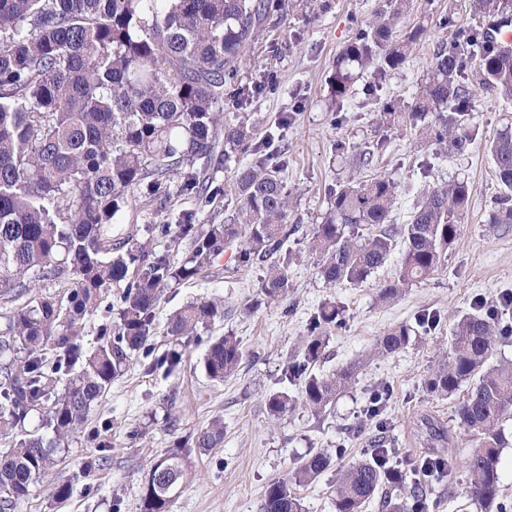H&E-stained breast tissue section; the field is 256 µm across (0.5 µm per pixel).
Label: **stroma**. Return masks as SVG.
Segmentation results:
<instances>
[{
  "instance_id": "1",
  "label": "stroma",
  "mask_w": 512,
  "mask_h": 512,
  "mask_svg": "<svg viewBox=\"0 0 512 512\" xmlns=\"http://www.w3.org/2000/svg\"><path fill=\"white\" fill-rule=\"evenodd\" d=\"M323 2V8L298 9L266 22L240 66V79L250 84L270 73L276 88L256 94L229 118L251 127L255 140L273 137L275 146L287 152L290 219L306 229L322 222L328 210L327 191L339 181L364 180L374 173L391 177L398 185L393 211L398 224L406 222L427 187L454 179L467 181L472 188L471 203L443 271L385 303L379 301L377 292L399 269L400 251H393L363 285L332 287L320 278L308 239L301 236L289 243L296 258L287 298L262 304L252 312L248 306L256 295L261 269L238 270L228 255L219 256L196 280L163 292L152 349L157 356L180 352L177 367L150 372L144 361L133 362L93 405L86 431L58 453L49 479L33 486L17 512H138L149 466L167 452L186 457L188 473L171 512H261L270 480L286 474L309 451L332 453L342 444L347 453L335 461L333 469L299 490L306 512H334L336 471L360 459L362 449L369 445L373 428L362 410L369 389L379 383L389 384L393 391L382 420L398 462L421 455L427 418L444 429L442 448L459 461L468 455L473 442L455 419L460 395L430 393L425 380L449 345L455 319L470 311L475 300L495 302L512 293V224L488 221L490 201L499 186L485 150L486 141L512 125V102L492 92H478L473 118L478 136L461 156L438 154L419 145L407 132L382 133L377 115L383 102L411 100L431 67L435 44L452 39L451 30L436 27L439 16L450 13L459 24L470 26L482 21L478 0H415L400 18L396 32L404 34L422 21L428 27L425 41L413 49L402 69L384 78H376L370 69L361 72L341 106L345 121L335 123L333 114L339 106L331 78L336 56L351 36L352 19L370 18L381 0ZM374 81L379 84L380 99L365 102L363 88ZM286 114L291 121L283 129L279 122ZM383 135L389 144L376 153L372 168H355L349 156L336 152L338 141L373 146ZM251 162L250 154H237L223 168L205 171L206 179L223 186L224 203L204 206L176 193L166 212L158 216L140 197L118 213L114 233L159 217L174 223L186 213L194 214L201 224L223 223L225 204L235 201L234 172ZM329 299L344 307L346 324L331 334L326 358L316 371L326 374L356 361L360 364L357 379L324 417L299 407L274 419L265 400L276 391L297 394V387L283 377L288 356L305 336L311 316ZM197 300L221 302L229 310L228 317L221 324L199 328L194 340L168 336L169 317ZM424 310L440 314L435 330L416 329L405 348L370 357L377 336L395 325L414 326ZM221 334L237 337L243 360L233 376L215 382L202 366L204 341ZM219 416L224 419L223 447L209 451L182 447L185 435ZM58 483L71 486L68 498L53 497L51 487Z\"/></svg>"
}]
</instances>
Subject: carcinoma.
Here are the masks:
<instances>
[{"instance_id":"cac0c4a2","label":"carcinoma","mask_w":512,"mask_h":512,"mask_svg":"<svg viewBox=\"0 0 512 512\" xmlns=\"http://www.w3.org/2000/svg\"><path fill=\"white\" fill-rule=\"evenodd\" d=\"M305 0H0V300H15L45 281L71 280L66 297L40 296L34 305L5 315L0 333V512H14L33 484L54 467V454L85 430L93 404L153 337L155 314L170 284L194 280L230 250L239 269L260 267L254 309L288 296L294 259L288 241L302 230L288 222V157L256 142L242 121L224 112L247 105L253 88L241 84V62L265 22ZM411 0H383L354 31L336 57L332 89L344 98L354 71L401 69L425 39L420 23L397 36V21ZM485 23L459 26L445 13L437 24L455 29L438 43L433 63L412 101L394 100L379 112L385 131L411 130L424 146L462 155L475 141L473 107L478 88L512 101V52L497 35L512 27L509 0H479ZM224 150H218L219 138ZM254 162L236 171L237 205L222 224H198L187 215L176 224L133 225L112 238L115 216L142 194L167 208L171 184L204 202L224 187L201 179L233 152ZM500 191L491 201L490 224H512V134L488 146ZM397 185L385 174L348 180L329 189L330 207L310 230L318 273L330 286H359L401 249L395 277L377 297L390 302L428 280L445 265L462 232L471 188L464 180L432 186L404 224H396ZM165 241L164 249L154 241ZM190 251L177 262L183 241ZM117 291L112 325H101L94 349L83 345L87 317L103 294ZM509 297L488 305L478 299L453 325L448 353L426 380L428 391L452 396L469 385L458 404V426L475 441L463 468L466 491L480 512H512L500 489L505 423L512 419V361L492 363L499 344L512 340V323L499 319ZM214 301L191 302L168 322V335L191 338L203 325L224 321ZM344 324L343 307L327 302L312 316L307 334L288 361L284 377L298 397L273 392L268 414L280 418L301 404L321 416L355 381L359 363L329 375L314 372L329 335ZM412 329L385 330L374 356L405 347ZM243 359L234 336H216L204 354L215 381L234 374ZM390 389L371 394L369 420L380 422ZM42 411L40 430L25 420ZM224 420L184 437L183 448H219ZM363 457L340 470L336 512H363L383 490L382 512H430L428 491L457 468L432 448L412 463L414 479L393 462V449L370 441ZM332 464L325 451L310 452L266 487L262 512H304L298 488L314 483ZM183 457L166 454L147 473L139 512H170L168 486H182Z\"/></svg>"}]
</instances>
